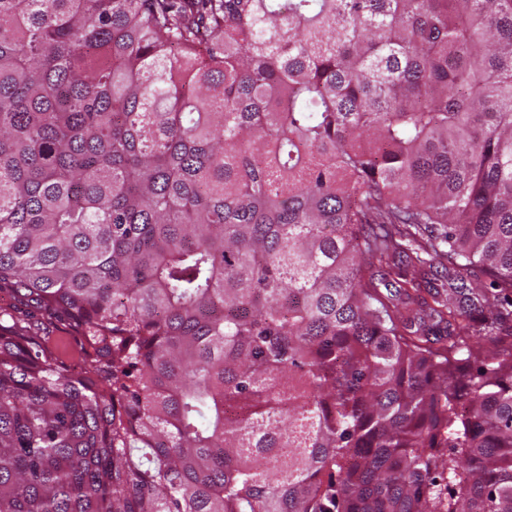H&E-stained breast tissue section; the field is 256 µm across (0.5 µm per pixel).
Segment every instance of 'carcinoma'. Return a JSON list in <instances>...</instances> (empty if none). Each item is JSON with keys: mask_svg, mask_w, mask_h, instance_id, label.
Masks as SVG:
<instances>
[{"mask_svg": "<svg viewBox=\"0 0 512 512\" xmlns=\"http://www.w3.org/2000/svg\"><path fill=\"white\" fill-rule=\"evenodd\" d=\"M0 288V512H512V0H0Z\"/></svg>", "mask_w": 512, "mask_h": 512, "instance_id": "cac0c4a2", "label": "carcinoma"}]
</instances>
